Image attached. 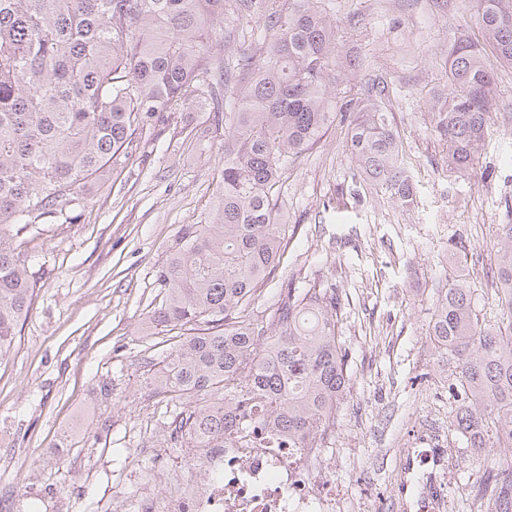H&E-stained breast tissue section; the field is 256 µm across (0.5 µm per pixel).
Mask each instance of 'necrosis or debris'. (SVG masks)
<instances>
[{"mask_svg": "<svg viewBox=\"0 0 512 512\" xmlns=\"http://www.w3.org/2000/svg\"><path fill=\"white\" fill-rule=\"evenodd\" d=\"M199 454L207 478L173 473L175 494L161 505L143 497L140 512H336L335 486L312 474L321 449L281 448L258 436L243 447L203 448ZM406 457L418 512H445L431 482L439 465L435 449L410 448Z\"/></svg>", "mask_w": 512, "mask_h": 512, "instance_id": "obj_1", "label": "necrosis or debris"}]
</instances>
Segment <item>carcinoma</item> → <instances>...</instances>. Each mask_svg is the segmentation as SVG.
Here are the masks:
<instances>
[{"mask_svg": "<svg viewBox=\"0 0 512 512\" xmlns=\"http://www.w3.org/2000/svg\"><path fill=\"white\" fill-rule=\"evenodd\" d=\"M237 0H0V358L26 319L37 281L14 245L28 225L72 224L59 204L85 192L139 148L143 131L176 106L202 103L224 124V169L211 218L188 224L156 275L149 315L171 332L154 380L192 398L167 429L190 448L260 434L320 448L349 384L334 288L277 282L254 314L257 291L285 254L279 188L288 166L334 120L328 79L336 27L320 0H272L255 52L227 66L211 43ZM486 46L453 35L447 91L430 103L448 167L473 168L492 120L494 61L512 64V0H475ZM386 85L367 83L346 148L362 176L403 206L416 199ZM499 318L476 313L470 289L438 290L428 336L456 357L454 430L471 447L512 448V224L498 225ZM484 492L512 512V468Z\"/></svg>", "mask_w": 512, "mask_h": 512, "instance_id": "carcinoma-1", "label": "carcinoma"}]
</instances>
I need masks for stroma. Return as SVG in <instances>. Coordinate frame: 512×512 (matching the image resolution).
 <instances>
[{
  "instance_id": "obj_1",
  "label": "stroma",
  "mask_w": 512,
  "mask_h": 512,
  "mask_svg": "<svg viewBox=\"0 0 512 512\" xmlns=\"http://www.w3.org/2000/svg\"><path fill=\"white\" fill-rule=\"evenodd\" d=\"M337 26V99L382 77L386 106L417 186L400 206L362 181L346 150L350 118L289 166L280 189L288 246L282 271L335 285L350 384L323 446L342 512H403L411 479L399 459L415 434L438 449L447 512H491L481 489L512 453L477 452L452 426L455 363L426 336L437 293L465 281L480 316L498 314L497 227L512 224V66L495 65L493 121L466 172L450 169L432 130L448 42L483 35L470 0H322ZM261 0L224 23L215 54L255 48ZM363 59L362 69L345 64ZM224 167V133L207 107L169 113L111 180L80 202L72 224L30 225L21 249L39 288L0 359V512H135L142 474L163 497L168 470L192 468L163 423L174 405L152 384L156 336L146 324L156 274L185 225L210 216Z\"/></svg>"
}]
</instances>
